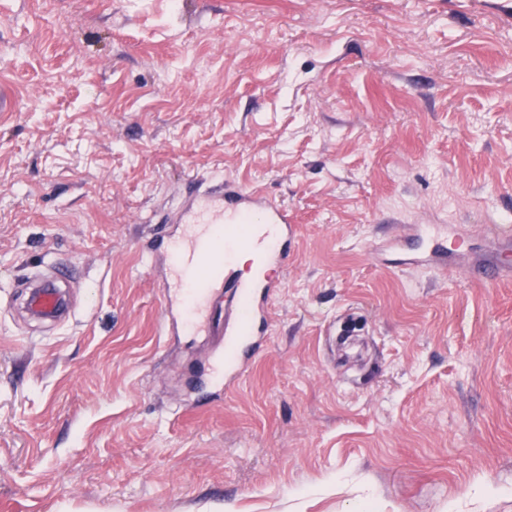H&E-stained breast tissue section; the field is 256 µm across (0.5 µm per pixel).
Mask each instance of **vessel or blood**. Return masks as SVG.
I'll return each instance as SVG.
<instances>
[{
    "mask_svg": "<svg viewBox=\"0 0 512 512\" xmlns=\"http://www.w3.org/2000/svg\"><path fill=\"white\" fill-rule=\"evenodd\" d=\"M294 218L281 201L259 189L224 179L191 177L180 206L168 226L152 239L145 255L162 287L161 326L166 334H194L212 322L220 294L224 305V353L211 368L225 387L237 382L268 334V309L282 286L280 272L293 260ZM250 251L257 265L243 275L241 252ZM395 250L419 267L446 263L445 241L427 239L426 227L387 230L372 257ZM33 312L54 314L59 306L53 290L41 289L30 298Z\"/></svg>",
    "mask_w": 512,
    "mask_h": 512,
    "instance_id": "1",
    "label": "vessel or blood"
}]
</instances>
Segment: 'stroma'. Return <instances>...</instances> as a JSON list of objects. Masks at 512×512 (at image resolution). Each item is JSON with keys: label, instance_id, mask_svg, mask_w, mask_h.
<instances>
[{"label": "stroma", "instance_id": "obj_1", "mask_svg": "<svg viewBox=\"0 0 512 512\" xmlns=\"http://www.w3.org/2000/svg\"><path fill=\"white\" fill-rule=\"evenodd\" d=\"M192 175L299 232L227 393L140 253ZM389 219L467 255L369 261ZM495 224L512 0H0V512H512V276L464 275ZM58 259L71 313L31 319Z\"/></svg>", "mask_w": 512, "mask_h": 512}]
</instances>
